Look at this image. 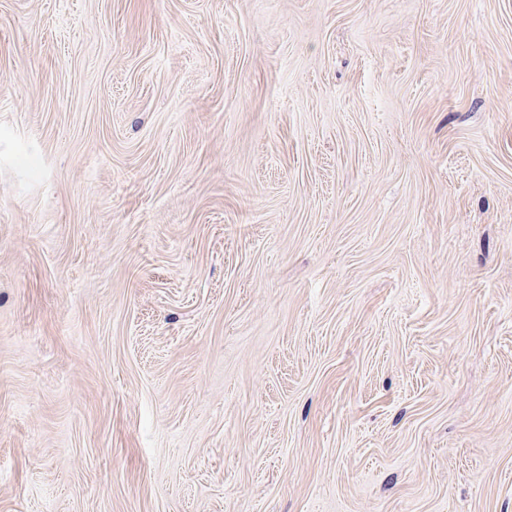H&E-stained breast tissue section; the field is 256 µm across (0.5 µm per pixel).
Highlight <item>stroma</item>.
Returning a JSON list of instances; mask_svg holds the SVG:
<instances>
[{"label":"stroma","instance_id":"35a3bbf8","mask_svg":"<svg viewBox=\"0 0 512 512\" xmlns=\"http://www.w3.org/2000/svg\"><path fill=\"white\" fill-rule=\"evenodd\" d=\"M0 512H512V0H0Z\"/></svg>","mask_w":512,"mask_h":512}]
</instances>
